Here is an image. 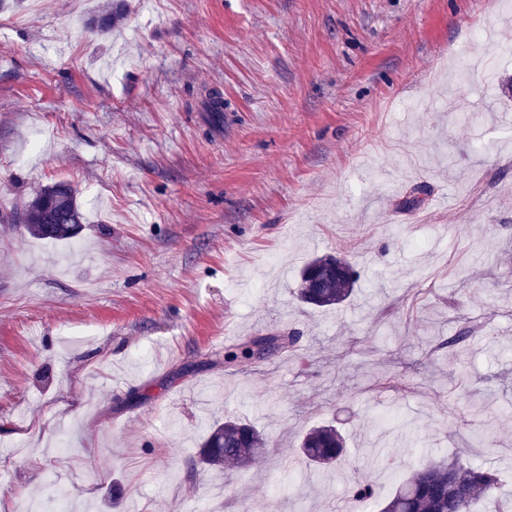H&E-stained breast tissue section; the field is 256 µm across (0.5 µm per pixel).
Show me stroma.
Instances as JSON below:
<instances>
[{"mask_svg": "<svg viewBox=\"0 0 512 512\" xmlns=\"http://www.w3.org/2000/svg\"><path fill=\"white\" fill-rule=\"evenodd\" d=\"M99 2L0 9V512H57L62 488L113 512H360L352 482L381 501L461 447L512 478L506 10L128 0L101 36ZM463 49L495 54L496 80L451 72ZM59 182L84 222L33 238L23 206ZM324 253L360 280L321 311L295 290ZM288 331L289 351L224 361ZM234 418L267 454L199 466ZM328 421L345 469L290 465Z\"/></svg>", "mask_w": 512, "mask_h": 512, "instance_id": "35a3bbf8", "label": "stroma"}]
</instances>
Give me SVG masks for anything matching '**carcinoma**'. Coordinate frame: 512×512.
Here are the masks:
<instances>
[{
	"label": "carcinoma",
	"instance_id": "cac0c4a2",
	"mask_svg": "<svg viewBox=\"0 0 512 512\" xmlns=\"http://www.w3.org/2000/svg\"><path fill=\"white\" fill-rule=\"evenodd\" d=\"M125 3L113 0L87 21L90 29L105 35L123 17ZM83 215L76 196L62 183L41 188L24 209L27 232L37 239L62 240L75 236ZM359 280L346 259L334 255L317 256L302 268L298 299L315 309H332L347 301ZM266 442L255 425L245 420H226L209 426L202 445L200 463L214 468L244 467L265 452ZM300 451L310 466H339L345 460V441L333 425L309 431ZM486 501L490 512H512V491L505 489L499 473L468 462L465 452L429 464L412 472L379 512H473Z\"/></svg>",
	"mask_w": 512,
	"mask_h": 512
}]
</instances>
